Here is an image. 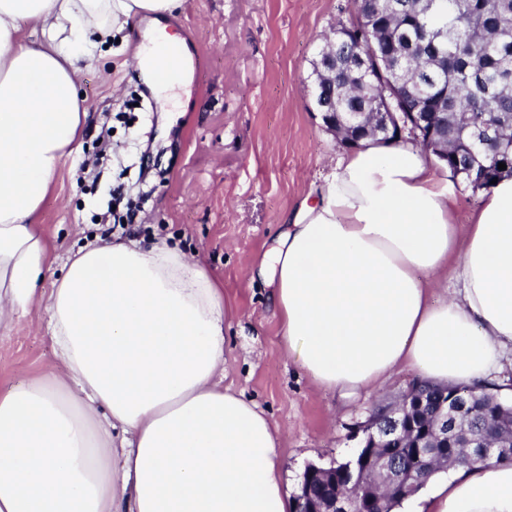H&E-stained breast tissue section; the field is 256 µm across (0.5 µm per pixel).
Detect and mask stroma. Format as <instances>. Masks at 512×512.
Segmentation results:
<instances>
[{"label": "stroma", "instance_id": "obj_1", "mask_svg": "<svg viewBox=\"0 0 512 512\" xmlns=\"http://www.w3.org/2000/svg\"><path fill=\"white\" fill-rule=\"evenodd\" d=\"M354 13L353 0H184L168 24L191 54L188 93L162 102L148 92L136 59L143 20L132 22L125 50L84 72L82 147L57 173L39 217L51 251L37 301L0 330V389L56 364L44 305L66 257L103 234L93 217L122 182L116 210H135L142 238L171 235L223 283L237 311L225 330L224 383L277 425L289 491L308 465L358 453L372 411L399 401L416 374L396 371L354 397L319 387L287 355L272 287L253 274L286 215L345 151L314 109L308 75L325 37ZM134 91L143 111L128 109ZM104 125L122 152L95 179L89 169Z\"/></svg>", "mask_w": 512, "mask_h": 512}]
</instances>
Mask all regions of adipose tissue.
<instances>
[{
  "instance_id": "obj_1",
  "label": "adipose tissue",
  "mask_w": 512,
  "mask_h": 512,
  "mask_svg": "<svg viewBox=\"0 0 512 512\" xmlns=\"http://www.w3.org/2000/svg\"><path fill=\"white\" fill-rule=\"evenodd\" d=\"M181 2L0 0V325L36 301L38 218L88 115L80 75L148 19L140 70L172 89L165 54H190L159 21ZM439 167L410 144L362 142L261 260L287 351L320 386L353 394L406 367L479 389L512 356V177L458 224ZM46 310L58 367L0 393V512H290L276 426L224 386V287L169 236L80 247ZM412 506L512 512V464L436 473Z\"/></svg>"
}]
</instances>
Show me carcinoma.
I'll list each match as a JSON object with an SVG mask.
<instances>
[{
	"instance_id": "obj_1",
	"label": "carcinoma",
	"mask_w": 512,
	"mask_h": 512,
	"mask_svg": "<svg viewBox=\"0 0 512 512\" xmlns=\"http://www.w3.org/2000/svg\"><path fill=\"white\" fill-rule=\"evenodd\" d=\"M392 2L389 16L340 27L326 38V49L336 51L342 77L336 83V111L372 112L377 100L390 95L386 77L377 75L371 79L368 98L353 99L363 84L354 52L361 46H377L405 65L406 78L397 87L401 111L411 112L418 104L434 114L441 147L456 155L448 162L453 176L474 190L489 188L495 178L512 176V156L499 160L487 156L482 138L488 132L505 145L512 143V0H433L429 6L417 0ZM500 162L506 169H498ZM480 164L485 165V182L477 187L467 170ZM414 387L424 397L415 435L378 449L399 462L406 478L395 489L380 491L371 475L362 476L353 490L366 512H393L440 470L486 461L477 449L465 447L472 436L496 443L512 441V402L467 386L446 389L419 380ZM445 391L460 394L466 404L465 418L457 427L458 447L445 450L432 436L435 453L420 459L411 444L424 438L422 423L439 418Z\"/></svg>"
}]
</instances>
